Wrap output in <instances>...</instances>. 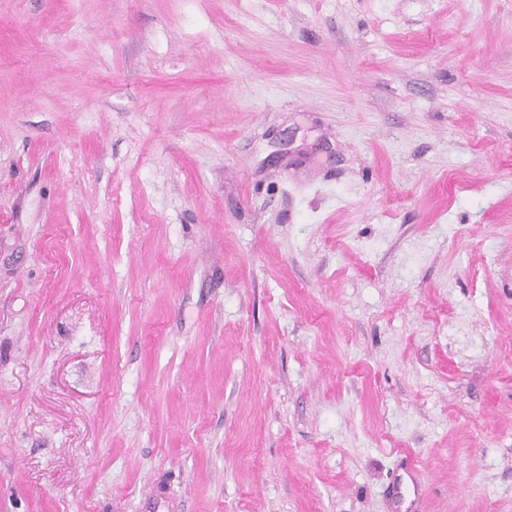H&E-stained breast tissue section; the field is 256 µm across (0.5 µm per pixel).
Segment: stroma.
<instances>
[{
  "mask_svg": "<svg viewBox=\"0 0 512 512\" xmlns=\"http://www.w3.org/2000/svg\"><path fill=\"white\" fill-rule=\"evenodd\" d=\"M512 512V0H0V512Z\"/></svg>",
  "mask_w": 512,
  "mask_h": 512,
  "instance_id": "35a3bbf8",
  "label": "stroma"
}]
</instances>
